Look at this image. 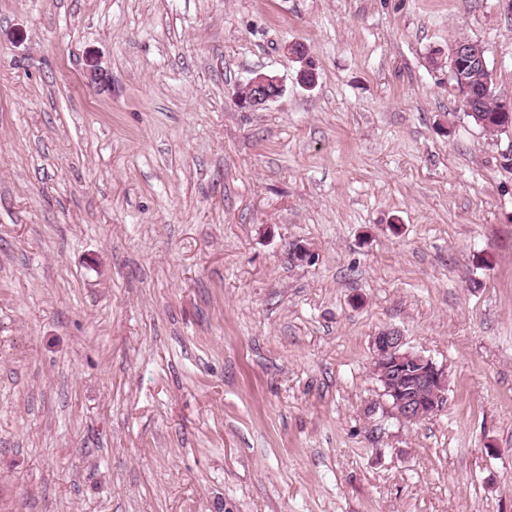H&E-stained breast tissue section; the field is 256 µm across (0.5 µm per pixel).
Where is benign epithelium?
<instances>
[{"instance_id":"1","label":"benign epithelium","mask_w":512,"mask_h":512,"mask_svg":"<svg viewBox=\"0 0 512 512\" xmlns=\"http://www.w3.org/2000/svg\"><path fill=\"white\" fill-rule=\"evenodd\" d=\"M448 65L462 88L465 110L478 111L479 87L488 72L485 49L471 40H459L448 53ZM247 99L241 104L251 108L266 106L274 100L271 89L283 87L277 75L259 73L246 82ZM495 112L500 114L494 132L512 129V101L499 100ZM373 371L384 385V393L393 398L391 410L402 421L412 424L438 411L447 387V374L432 359L406 348L401 332L387 329L374 336Z\"/></svg>"}]
</instances>
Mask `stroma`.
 <instances>
[{
	"instance_id": "35a3bbf8",
	"label": "stroma",
	"mask_w": 512,
	"mask_h": 512,
	"mask_svg": "<svg viewBox=\"0 0 512 512\" xmlns=\"http://www.w3.org/2000/svg\"><path fill=\"white\" fill-rule=\"evenodd\" d=\"M462 38L512 99L504 0H0V512H512V131ZM389 328L448 375L413 425ZM448 65L453 75L459 81L460 93L464 98L466 112H474L467 116L483 129L482 120H486L491 114H500L497 124L487 123L494 133L505 132L512 129V101L499 99L493 112H480L477 101L483 99L478 96L479 87L485 82V73L491 74L487 69L485 49L478 43L471 40H459L451 47L448 53ZM247 99L239 97L241 104L251 108H260L266 106L275 97L271 95L273 87H283L282 79L276 75H267L259 73L256 76L249 78L246 82Z\"/></svg>"
}]
</instances>
